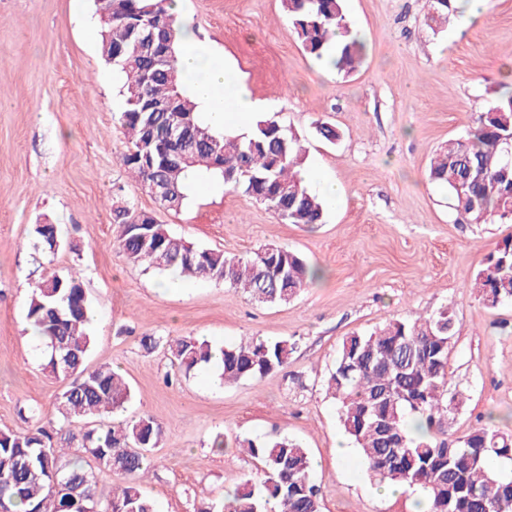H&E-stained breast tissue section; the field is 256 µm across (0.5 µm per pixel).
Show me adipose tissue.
<instances>
[{
	"label": "adipose tissue",
	"instance_id": "ef3b65f1",
	"mask_svg": "<svg viewBox=\"0 0 512 512\" xmlns=\"http://www.w3.org/2000/svg\"><path fill=\"white\" fill-rule=\"evenodd\" d=\"M180 68L192 76L191 92L205 120L217 129H249L265 103L254 99L233 66L201 43L185 23L177 24Z\"/></svg>",
	"mask_w": 512,
	"mask_h": 512
}]
</instances>
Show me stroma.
Masks as SVG:
<instances>
[{"label": "stroma", "instance_id": "35a3bbf8", "mask_svg": "<svg viewBox=\"0 0 512 512\" xmlns=\"http://www.w3.org/2000/svg\"><path fill=\"white\" fill-rule=\"evenodd\" d=\"M455 6L458 16L434 31L424 24L427 0H347L364 49L345 75L303 51L281 0H181L197 37L298 136L305 166L339 184L324 223L309 227L283 223L219 176L197 180L181 211L161 209L122 163V79L100 55L94 0H0V430L42 420L57 436L65 383L44 371L26 306L44 277L75 268L98 315L88 364L119 370L132 388L113 421L148 415L163 426L144 484L158 512H194L196 498H222L259 472L238 449L213 448L219 435L285 436L307 448L322 512H413L412 492L380 495L326 390L343 338L392 319L452 310L448 393L460 406L448 436L490 416L512 432V302L486 307L468 280L512 223H462L428 175L436 150L512 92L503 83L512 0H489L477 15L464 0ZM319 121L336 126V143L317 134ZM117 198L185 241L244 258L284 246L323 277L282 305L210 280L161 290L168 272L129 264L117 245ZM40 224L57 225V251L34 252ZM146 335L220 345L289 338L296 348L285 368L226 385L217 370L187 373L146 349Z\"/></svg>", "mask_w": 512, "mask_h": 512}]
</instances>
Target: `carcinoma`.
Listing matches in <instances>:
<instances>
[{"instance_id":"1","label":"carcinoma","mask_w":512,"mask_h":512,"mask_svg":"<svg viewBox=\"0 0 512 512\" xmlns=\"http://www.w3.org/2000/svg\"><path fill=\"white\" fill-rule=\"evenodd\" d=\"M172 0H112V22L103 23L100 54L123 77L121 124L129 147L123 165L150 189L164 210L178 211L192 178L219 174L224 185L263 203L287 224H321L325 204L300 176L302 149L296 137L272 118L250 132L226 135L209 126L186 86L177 63ZM346 0H281L303 50L333 67L353 72L361 41L350 36ZM452 0H429L428 26L448 23ZM348 40L332 45L336 33ZM149 39L137 53V35ZM429 177L452 196L469 224L512 221V94L481 114L475 127L430 161ZM118 242L126 260L158 270L222 282L264 304H286L319 278V271L286 247L267 245L246 258L196 246L173 237L165 224L125 203L113 207ZM37 241L58 247L53 228H35ZM482 303L512 302V237L488 254L470 276ZM91 304L76 273L52 274L33 291L26 317L47 348L44 370L70 380L57 398L67 425L124 407L131 397L121 375L109 367L89 368ZM457 332L448 309L417 319H394L370 334L343 339L327 381L341 425L381 484L417 488L427 512H512V478L492 469L495 459L512 460V436L491 424L473 427L450 441L448 349ZM143 345L166 350L189 372L208 365L220 351L226 384L261 379L288 364L295 343L286 339H243L214 348L194 336H148ZM163 439L150 416L99 429L70 430L67 443L98 466L122 478L103 501L95 473L83 458L54 448L53 435L36 426L27 432L0 430V512H156L141 482L151 467L149 453ZM239 445L261 464V478L246 479L220 500L201 499L195 512H321L311 481L307 449L287 437L244 439Z\"/></svg>"}]
</instances>
